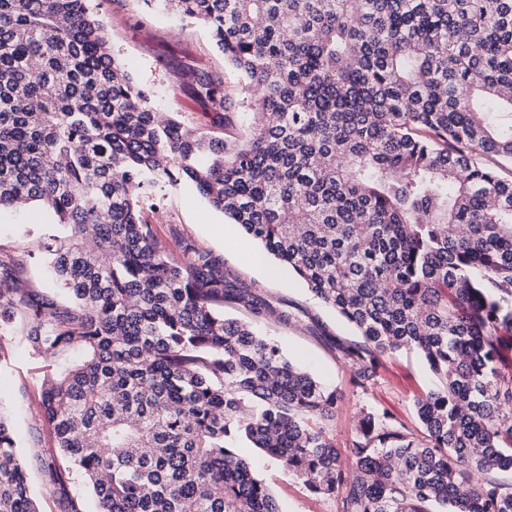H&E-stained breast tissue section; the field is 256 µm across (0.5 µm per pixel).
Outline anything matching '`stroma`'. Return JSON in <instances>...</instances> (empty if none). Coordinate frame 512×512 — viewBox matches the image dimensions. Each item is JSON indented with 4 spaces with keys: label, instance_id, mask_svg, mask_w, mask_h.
I'll use <instances>...</instances> for the list:
<instances>
[{
    "label": "stroma",
    "instance_id": "obj_1",
    "mask_svg": "<svg viewBox=\"0 0 512 512\" xmlns=\"http://www.w3.org/2000/svg\"><path fill=\"white\" fill-rule=\"evenodd\" d=\"M95 4L113 54L133 80L149 91L154 107L178 113L188 126L206 131L218 129L220 114L206 111L184 79L185 71L194 69L220 76L230 91L240 84L238 73L225 64L223 53L207 29L179 20L160 8L146 7L142 0H95ZM149 201L143 217L171 253L180 254L183 244L192 242L217 257L224 269L240 281L264 288L274 306H286L297 313L295 321L270 319L259 323L258 328L325 385L342 390L344 399L335 419L326 426L337 447L350 445L355 414L363 408L385 410L413 423L415 399L432 387L427 368L416 356L398 354L386 359L370 393H354L348 384L349 371L337 353L307 328L315 319L336 336L352 341L356 333L350 325L321 306L288 268L260 257L257 245L240 227L213 209L190 183L181 181L161 191H150ZM32 227L30 211L1 214L0 259L29 250L28 231ZM42 379L41 362L31 358L24 348L13 347L10 369L0 375V403L13 411V428L24 447L40 512H59L55 496L42 483L38 461L49 446L48 430L37 415ZM240 454L253 464L257 476L275 496L280 512H339L337 497L312 493L259 449L244 445Z\"/></svg>",
    "mask_w": 512,
    "mask_h": 512
}]
</instances>
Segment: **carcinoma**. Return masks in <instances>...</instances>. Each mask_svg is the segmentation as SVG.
<instances>
[{
	"mask_svg": "<svg viewBox=\"0 0 512 512\" xmlns=\"http://www.w3.org/2000/svg\"><path fill=\"white\" fill-rule=\"evenodd\" d=\"M93 0H0V211L50 217L27 251L69 303L0 261V338L44 363L46 481L97 512H280L248 442L341 512H512V0H160L238 71L192 90L235 136L155 118ZM39 67L32 68L33 60ZM193 182L361 341L328 344L363 394L413 352L424 437L364 410L341 450L326 390L250 322L278 311L143 220ZM0 512H40L0 406Z\"/></svg>",
	"mask_w": 512,
	"mask_h": 512,
	"instance_id": "obj_1",
	"label": "carcinoma"
}]
</instances>
